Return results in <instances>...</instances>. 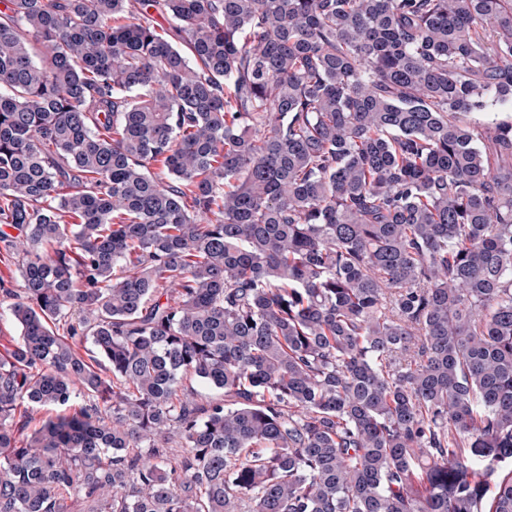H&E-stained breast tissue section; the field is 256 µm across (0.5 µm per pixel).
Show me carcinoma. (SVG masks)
Segmentation results:
<instances>
[{"label": "carcinoma", "instance_id": "obj_1", "mask_svg": "<svg viewBox=\"0 0 512 512\" xmlns=\"http://www.w3.org/2000/svg\"><path fill=\"white\" fill-rule=\"evenodd\" d=\"M497 106L512 0H8L0 512H512Z\"/></svg>", "mask_w": 512, "mask_h": 512}]
</instances>
